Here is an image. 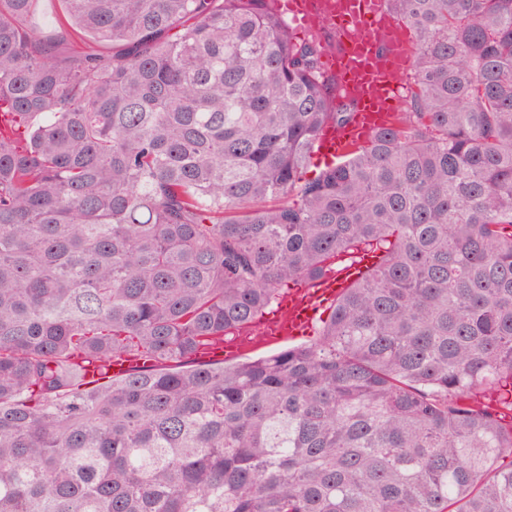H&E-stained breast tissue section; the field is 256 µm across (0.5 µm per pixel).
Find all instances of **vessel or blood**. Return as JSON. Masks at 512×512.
I'll return each instance as SVG.
<instances>
[{
	"label": "vessel or blood",
	"mask_w": 512,
	"mask_h": 512,
	"mask_svg": "<svg viewBox=\"0 0 512 512\" xmlns=\"http://www.w3.org/2000/svg\"><path fill=\"white\" fill-rule=\"evenodd\" d=\"M276 10L311 31L328 26L336 31V47L323 60L336 77L339 94L356 103L351 122L339 128L324 125L315 155L334 162L370 143L389 127L401 104V91L414 58L408 32L391 16L384 0H347L339 14L317 15L311 0H276ZM370 258L322 278L316 287L302 286L280 297L278 314L266 324L271 335L309 333L321 310L331 306L343 288L359 279Z\"/></svg>",
	"instance_id": "obj_1"
}]
</instances>
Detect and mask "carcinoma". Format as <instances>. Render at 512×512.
<instances>
[{
  "label": "carcinoma",
  "mask_w": 512,
  "mask_h": 512,
  "mask_svg": "<svg viewBox=\"0 0 512 512\" xmlns=\"http://www.w3.org/2000/svg\"><path fill=\"white\" fill-rule=\"evenodd\" d=\"M269 2L0 0V512H512V0H388L415 91L313 179L354 105ZM61 2V0H40V7L34 17V24L44 34L63 32ZM371 263L365 256L358 264L328 274L315 288L304 284L290 290L279 299L278 315L265 323L266 332L281 336L311 333L320 311L331 306L342 289L359 279ZM315 335L303 337L300 339H294V340H283L281 342L277 343H267L264 341L263 337L260 339H257V341L249 344H241L242 350L240 354L234 358H227L231 361H243L246 359H254L261 356H265L274 352H277L279 350L293 347L297 345H301L304 343H308L310 340L314 339Z\"/></svg>",
  "instance_id": "cac0c4a2"
}]
</instances>
